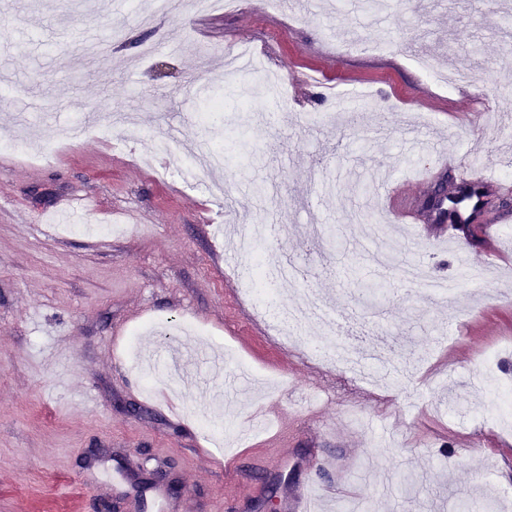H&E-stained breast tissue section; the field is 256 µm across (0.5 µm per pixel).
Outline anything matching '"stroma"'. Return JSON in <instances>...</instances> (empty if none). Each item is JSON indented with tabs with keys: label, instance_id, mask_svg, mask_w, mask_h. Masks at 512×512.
Instances as JSON below:
<instances>
[{
	"label": "stroma",
	"instance_id": "obj_1",
	"mask_svg": "<svg viewBox=\"0 0 512 512\" xmlns=\"http://www.w3.org/2000/svg\"><path fill=\"white\" fill-rule=\"evenodd\" d=\"M505 3L390 0L372 15L360 0L295 13L283 0H244L150 18L147 0H0V138L15 141L0 150V512H96L108 499L115 512H157L153 493L142 505L112 497L120 468L145 458L170 470L182 512H255L305 479L316 512L366 501L374 512H457L462 501L512 512V429L475 387L490 351L512 379V223L459 253L393 226L381 269L360 246L361 216L380 200L373 182L428 192L448 172L440 157L473 140L484 143L476 160L512 189V137L484 129L465 87L446 90L415 63L439 56L512 114ZM117 24L126 43L87 67L85 44ZM371 25L387 44L364 52ZM241 46L261 51L291 107L219 65ZM363 93L371 105L344 120L340 98ZM173 125L177 141L155 156ZM229 129L253 147L249 166L188 185L183 157L223 144ZM421 134L425 147L403 156ZM74 195L90 203L73 229L47 223ZM240 221L274 226L268 261L297 269L274 285L280 310L315 291L342 346L363 353L359 368L310 357L262 324L247 276L233 271L246 260L222 230ZM416 262L454 294L399 279ZM469 268L484 277L465 279ZM378 274L391 292L371 309L356 283ZM238 371L247 393L203 425L197 411L215 404L205 384ZM92 448L112 456L88 468ZM325 457L335 472L319 469Z\"/></svg>",
	"mask_w": 512,
	"mask_h": 512
}]
</instances>
